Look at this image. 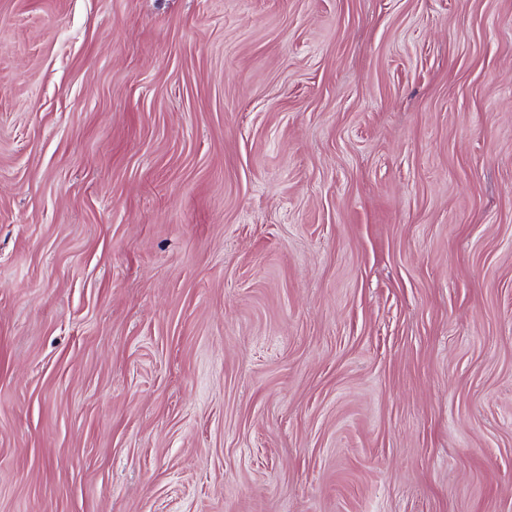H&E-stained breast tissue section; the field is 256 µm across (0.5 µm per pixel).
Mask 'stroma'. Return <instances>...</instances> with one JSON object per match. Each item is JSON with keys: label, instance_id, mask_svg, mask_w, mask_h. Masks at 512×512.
<instances>
[{"label": "stroma", "instance_id": "35a3bbf8", "mask_svg": "<svg viewBox=\"0 0 512 512\" xmlns=\"http://www.w3.org/2000/svg\"><path fill=\"white\" fill-rule=\"evenodd\" d=\"M0 512H512V0H0Z\"/></svg>", "mask_w": 512, "mask_h": 512}]
</instances>
